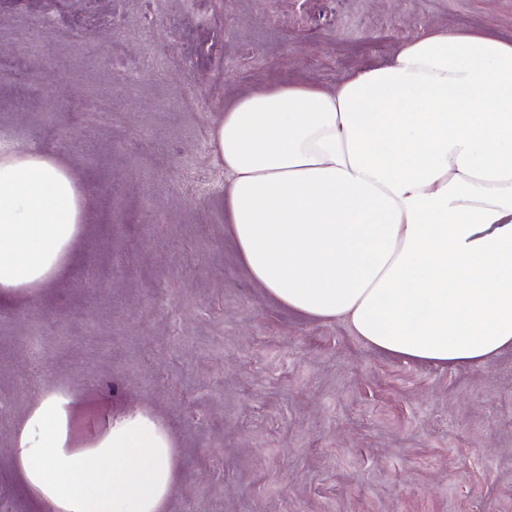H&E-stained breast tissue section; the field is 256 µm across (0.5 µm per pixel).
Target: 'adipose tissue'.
Here are the masks:
<instances>
[{
    "label": "adipose tissue",
    "instance_id": "adipose-tissue-1",
    "mask_svg": "<svg viewBox=\"0 0 512 512\" xmlns=\"http://www.w3.org/2000/svg\"><path fill=\"white\" fill-rule=\"evenodd\" d=\"M224 206L250 278L405 363L478 370L512 349V39L433 29L333 90L276 84L215 125ZM84 217L71 171L0 154V296L48 285ZM45 394L16 459L52 512H161L173 439L147 412L80 447Z\"/></svg>",
    "mask_w": 512,
    "mask_h": 512
}]
</instances>
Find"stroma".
Here are the masks:
<instances>
[{
  "mask_svg": "<svg viewBox=\"0 0 512 512\" xmlns=\"http://www.w3.org/2000/svg\"><path fill=\"white\" fill-rule=\"evenodd\" d=\"M447 26L512 39V0H0L23 75L0 77V137L86 196L53 281L0 298V512H48L13 436L50 390L75 444L139 409L169 430L161 512H512V349L411 365L281 307L240 262L209 150L237 96L332 89Z\"/></svg>",
  "mask_w": 512,
  "mask_h": 512,
  "instance_id": "35a3bbf8",
  "label": "stroma"
}]
</instances>
